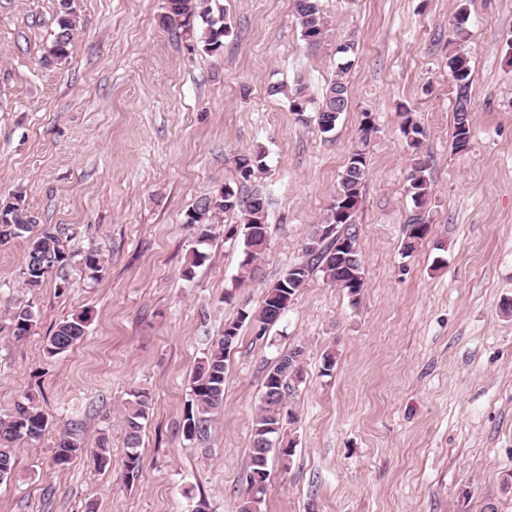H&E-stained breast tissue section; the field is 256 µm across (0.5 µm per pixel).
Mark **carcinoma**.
<instances>
[{
	"mask_svg": "<svg viewBox=\"0 0 512 512\" xmlns=\"http://www.w3.org/2000/svg\"><path fill=\"white\" fill-rule=\"evenodd\" d=\"M293 2L304 43L309 47L324 43L330 37L331 23L323 12L320 0ZM196 17L205 25L203 50L207 53L220 52L224 47L228 28L223 21L211 17L210 10L205 7V0H166L161 24L167 29L176 30ZM75 31L76 16L69 0H62L56 31L45 56L47 63L58 65L68 58ZM352 52L351 47L339 52L341 63L337 66L336 79L329 85L317 108L318 125L323 133L332 132L340 115L348 108L346 74L351 67L348 57ZM448 68L456 90L452 149L459 152L466 150L471 140L469 61L457 51L448 58ZM371 130L372 125L369 123L360 128L358 142L350 152L351 159L336 184L326 209L325 220L314 227L308 238L305 247L308 260L303 263V268L298 273V281L288 282L286 288L276 284L268 289L257 312H248L245 318L239 317L231 321L235 330H240L247 319L251 321L254 330L258 331V336L264 337L269 326L282 317L297 294L305 288L310 271L316 266L321 268L324 279L333 286L344 280L356 282V286L349 289V292L355 295L352 303L358 302V296L367 284L365 267L356 235L342 231V227L352 224L354 213H343L341 209L348 203L356 207L360 202L367 173L366 149ZM426 170V162L420 157L414 158L408 180L417 213L411 215L407 221L408 228L402 243V251L409 254L415 252L429 234V225L425 224L422 213L430 196ZM266 205L267 201L260 193L255 192L245 197L235 188L222 196L214 193L199 199L186 214V223L198 227V249L193 251L183 276L193 278L194 268L205 258L200 247L210 245L214 239V218L231 212L240 216V224L236 225V229L240 231L243 239L241 269H251L267 246ZM9 206V221L0 223V247L9 245L15 239L25 240L21 265L22 287L35 292L42 288L49 277L54 276L58 278L56 288L64 289L68 287L74 272L92 280L98 279L104 270V257L99 249L72 251L69 247L70 228L65 224H46L40 229L37 228L35 217L27 209L20 191L12 195ZM331 225L336 226V232L332 235L323 233V229ZM339 241L347 242V248L337 247L336 243ZM87 320L88 317L81 315L60 322L47 337L46 358L60 356L79 344L86 333ZM34 325L35 314L28 304L16 303L5 308L0 315V333L4 332L15 339L27 336ZM227 349L224 336L213 338L197 363L191 387V402L182 425L183 435L189 441H207L215 416L224 404ZM304 357L303 346L290 348L280 355L264 377L261 404L252 423V445L246 471L248 475H259L264 483L269 479L270 455L274 453L289 459L295 452L296 442L287 433L286 426L295 422L296 414L287 408L285 395L293 385L303 382ZM150 406L149 393L143 390L129 393V398L123 402L122 418L127 451L122 469L127 480H135L142 472L143 459L139 448ZM48 426V417L30 402H17L8 418H0V481L13 474L17 443L21 440L40 439ZM84 453V424L80 419H73L59 431L54 459L62 465ZM92 457L99 470L111 465L108 438L102 436L98 439V449L92 453ZM265 490L266 486L263 485L254 491L251 481H246V495L239 505V512H260Z\"/></svg>",
	"mask_w": 512,
	"mask_h": 512,
	"instance_id": "cac0c4a2",
	"label": "carcinoma"
}]
</instances>
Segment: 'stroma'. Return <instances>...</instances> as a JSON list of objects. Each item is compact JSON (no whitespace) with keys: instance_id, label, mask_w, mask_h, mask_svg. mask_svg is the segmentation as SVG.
<instances>
[{"instance_id":"stroma-1","label":"stroma","mask_w":512,"mask_h":512,"mask_svg":"<svg viewBox=\"0 0 512 512\" xmlns=\"http://www.w3.org/2000/svg\"><path fill=\"white\" fill-rule=\"evenodd\" d=\"M332 38L308 47L292 0H211L229 32L204 52L200 27L173 32L164 0H73L68 59L44 65L60 0H0V201L14 191L105 270L37 294L21 285L25 244L0 248V308L30 303L36 325L0 336V418L31 397L50 425L20 442L0 512H237L266 370L295 345L305 380L290 462L271 458L261 512H512V0H321ZM464 12L473 78L471 145L452 148L455 49ZM354 44L349 105L321 133L318 102ZM310 99L293 112L288 92ZM280 94H271V87ZM421 129L411 147L402 109ZM374 130L353 218L367 284L358 302L314 271L264 338L243 323L226 360L224 406L202 445L182 434L206 340L303 261L364 118ZM262 152L247 184L266 197L268 244L242 276L227 213L193 279L186 213L237 184L235 158ZM428 163V237L402 252L415 206L408 175ZM89 314L72 350L46 359L56 325ZM336 353L331 372L323 355ZM148 391L140 477L125 481L122 403ZM85 416L87 453L60 466L56 439ZM111 467L96 470L100 434Z\"/></svg>"}]
</instances>
